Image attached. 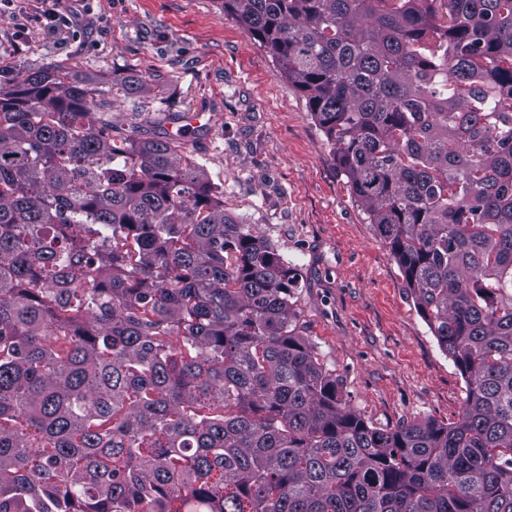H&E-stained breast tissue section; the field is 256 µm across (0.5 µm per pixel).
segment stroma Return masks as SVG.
<instances>
[{"instance_id": "obj_1", "label": "stroma", "mask_w": 512, "mask_h": 512, "mask_svg": "<svg viewBox=\"0 0 512 512\" xmlns=\"http://www.w3.org/2000/svg\"><path fill=\"white\" fill-rule=\"evenodd\" d=\"M58 64L114 96L112 121L140 138L200 126L185 153L296 267L304 333L348 406L378 427L457 420L465 381L406 290L388 244L354 202L307 101L221 0H0V82Z\"/></svg>"}]
</instances>
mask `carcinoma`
I'll return each mask as SVG.
<instances>
[{
	"instance_id": "cac0c4a2",
	"label": "carcinoma",
	"mask_w": 512,
	"mask_h": 512,
	"mask_svg": "<svg viewBox=\"0 0 512 512\" xmlns=\"http://www.w3.org/2000/svg\"><path fill=\"white\" fill-rule=\"evenodd\" d=\"M466 383L372 425L296 269L69 67L0 86V512H512V0H222Z\"/></svg>"
}]
</instances>
